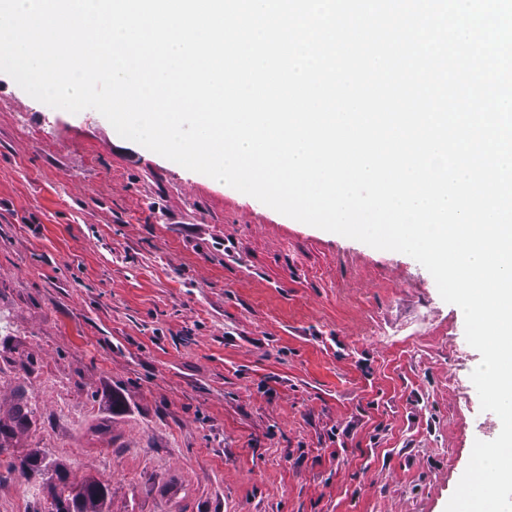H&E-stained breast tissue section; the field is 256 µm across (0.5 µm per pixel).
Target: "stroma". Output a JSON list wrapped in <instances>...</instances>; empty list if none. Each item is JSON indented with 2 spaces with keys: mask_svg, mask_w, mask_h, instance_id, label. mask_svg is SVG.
Returning a JSON list of instances; mask_svg holds the SVG:
<instances>
[{
  "mask_svg": "<svg viewBox=\"0 0 512 512\" xmlns=\"http://www.w3.org/2000/svg\"><path fill=\"white\" fill-rule=\"evenodd\" d=\"M462 310L0 73V465L25 512H445L482 410ZM27 418H17L18 405Z\"/></svg>",
  "mask_w": 512,
  "mask_h": 512,
  "instance_id": "35a3bbf8",
  "label": "stroma"
}]
</instances>
